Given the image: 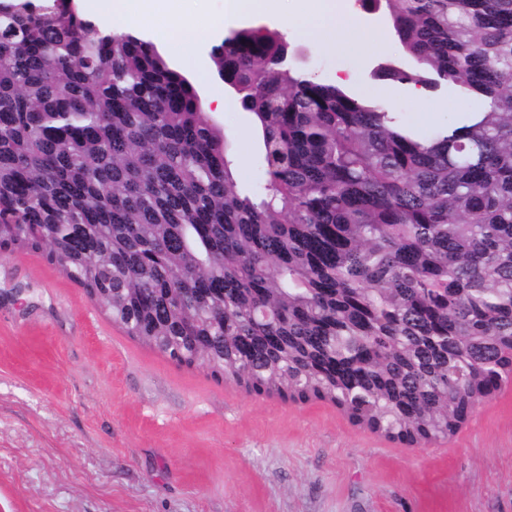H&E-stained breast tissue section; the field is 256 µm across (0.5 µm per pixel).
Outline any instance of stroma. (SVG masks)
Here are the masks:
<instances>
[{
	"label": "stroma",
	"instance_id": "stroma-1",
	"mask_svg": "<svg viewBox=\"0 0 512 512\" xmlns=\"http://www.w3.org/2000/svg\"><path fill=\"white\" fill-rule=\"evenodd\" d=\"M355 31L335 45L251 13L200 38L178 65L231 153L243 191L265 178L242 110L211 48L225 31H283L292 64L346 76L363 100L430 129L474 103L451 87L410 89L377 76L411 60L379 12L341 0ZM0 512H512V382L455 434L409 445L355 423L332 403L246 393L188 369L112 324L44 255L0 251Z\"/></svg>",
	"mask_w": 512,
	"mask_h": 512
}]
</instances>
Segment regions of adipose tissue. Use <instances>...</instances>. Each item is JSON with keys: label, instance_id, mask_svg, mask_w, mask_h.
<instances>
[{"label": "adipose tissue", "instance_id": "obj_1", "mask_svg": "<svg viewBox=\"0 0 512 512\" xmlns=\"http://www.w3.org/2000/svg\"><path fill=\"white\" fill-rule=\"evenodd\" d=\"M94 11L126 15L128 9H135L145 31L166 40L174 53L189 54L196 47L194 34H203L219 28L220 22H201L193 16L179 12L160 13L159 0H88ZM299 10L308 25H324L327 39L342 40L349 26L347 18L336 12L335 0H304Z\"/></svg>", "mask_w": 512, "mask_h": 512}]
</instances>
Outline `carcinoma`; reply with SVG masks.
<instances>
[{
	"label": "carcinoma",
	"mask_w": 512,
	"mask_h": 512,
	"mask_svg": "<svg viewBox=\"0 0 512 512\" xmlns=\"http://www.w3.org/2000/svg\"><path fill=\"white\" fill-rule=\"evenodd\" d=\"M360 6L414 62L379 76L478 106L422 134L281 64V33L232 30L212 58L260 131L250 195L151 41L0 3V251L182 366L424 444L512 380V0Z\"/></svg>",
	"instance_id": "carcinoma-1"
}]
</instances>
